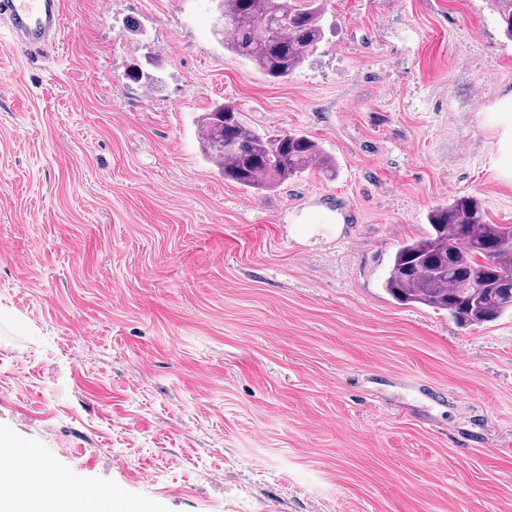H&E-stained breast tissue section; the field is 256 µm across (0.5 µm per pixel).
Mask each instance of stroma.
Here are the masks:
<instances>
[{
    "mask_svg": "<svg viewBox=\"0 0 512 512\" xmlns=\"http://www.w3.org/2000/svg\"><path fill=\"white\" fill-rule=\"evenodd\" d=\"M324 9L275 83L224 0H64L48 59L0 24V441L124 512H512V315L382 287L437 205L512 224V40L493 0ZM228 100L335 178L225 180L198 120Z\"/></svg>",
    "mask_w": 512,
    "mask_h": 512,
    "instance_id": "1",
    "label": "stroma"
}]
</instances>
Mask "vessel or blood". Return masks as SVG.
<instances>
[{
	"label": "vessel or blood",
	"mask_w": 512,
	"mask_h": 512,
	"mask_svg": "<svg viewBox=\"0 0 512 512\" xmlns=\"http://www.w3.org/2000/svg\"><path fill=\"white\" fill-rule=\"evenodd\" d=\"M60 0H0V23L24 53L52 48L61 25Z\"/></svg>",
	"instance_id": "obj_1"
}]
</instances>
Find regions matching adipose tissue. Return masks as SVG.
<instances>
[{
    "label": "adipose tissue",
    "mask_w": 512,
    "mask_h": 512,
    "mask_svg": "<svg viewBox=\"0 0 512 512\" xmlns=\"http://www.w3.org/2000/svg\"><path fill=\"white\" fill-rule=\"evenodd\" d=\"M0 483L9 488L7 512H73L77 503L92 497L83 489L46 486L41 467L32 461L18 469L0 463Z\"/></svg>",
    "instance_id": "adipose-tissue-1"
}]
</instances>
